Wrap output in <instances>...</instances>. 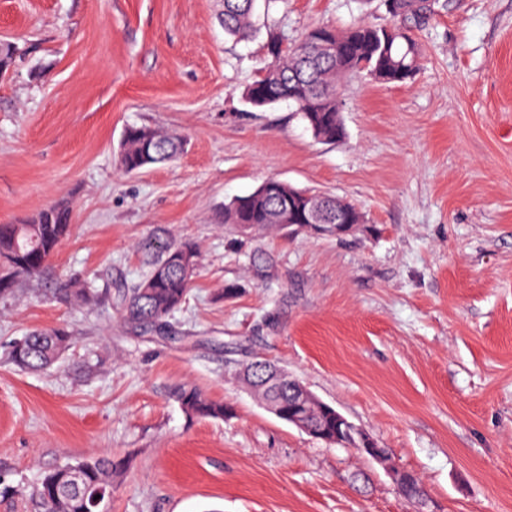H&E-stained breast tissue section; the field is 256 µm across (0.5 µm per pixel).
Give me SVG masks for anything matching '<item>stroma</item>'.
Returning a JSON list of instances; mask_svg holds the SVG:
<instances>
[{
    "label": "stroma",
    "instance_id": "stroma-1",
    "mask_svg": "<svg viewBox=\"0 0 512 512\" xmlns=\"http://www.w3.org/2000/svg\"><path fill=\"white\" fill-rule=\"evenodd\" d=\"M222 0H0V224L71 208L42 278L0 296V512H35L41 477L92 454L124 461L111 512H411L384 467L278 419L236 378L288 369L416 474L438 512H512V0H447L413 35L402 83L349 79L345 136L314 139L293 105L243 90L269 33L384 24L382 0H260L255 37ZM180 134L135 174L123 132ZM275 178L363 215L343 238L240 233L224 206ZM191 240L200 270L164 328L125 323L149 237ZM90 282L75 306L60 282ZM64 327L28 371L11 345ZM223 402L189 418L181 386ZM257 0H224V34L235 40H247L256 33L254 12ZM63 328L35 329L12 346L11 357L22 368L37 370L56 363L70 344Z\"/></svg>",
    "mask_w": 512,
    "mask_h": 512
}]
</instances>
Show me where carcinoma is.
<instances>
[{
  "label": "carcinoma",
  "mask_w": 512,
  "mask_h": 512,
  "mask_svg": "<svg viewBox=\"0 0 512 512\" xmlns=\"http://www.w3.org/2000/svg\"><path fill=\"white\" fill-rule=\"evenodd\" d=\"M224 34L235 40H247L256 33V0H223ZM390 23L377 26L358 23L345 30L329 26L311 28L293 48L283 46L272 34L267 40L270 61L257 79L242 92L246 103L262 108L281 101L297 107L301 119L315 139L335 142L344 135L343 123L336 122L342 112V81L369 76L377 81L403 82L413 77L419 65V50L411 37V26L425 23L436 12L439 0H384ZM332 38L334 49L323 51L317 36ZM183 139L174 132L149 126H128L122 136L118 161L126 174L174 160L182 149ZM300 189L283 182L281 190L270 196L256 190L232 199L224 205V223L238 226L253 224L255 229L288 233L278 226L276 213L290 193ZM69 206L58 203L41 210L29 224H0V294L13 292L20 277L43 274L59 244L71 234ZM156 257L146 276L120 295L124 320L135 327L160 326L185 302L193 277L176 267L173 257L189 253L194 267H199V246L189 240H158L152 244ZM60 292L69 300L84 305L95 301L94 290L84 281L63 283ZM70 344V335L62 328L35 329L12 346L11 357L22 368L37 370L56 363ZM273 363L252 359L243 362L242 383L261 402L276 403L278 418L288 421L303 415L316 429L336 433L335 414L308 403L301 408L296 391L289 384L273 391L264 388V380ZM176 398L183 411L200 419L222 420L228 407L210 400L194 388L181 387ZM78 479L69 483L65 475L50 481L42 477L34 492L38 512H92L90 500L98 490L112 488V478L124 470V463L103 455H94Z\"/></svg>",
  "instance_id": "1"
}]
</instances>
